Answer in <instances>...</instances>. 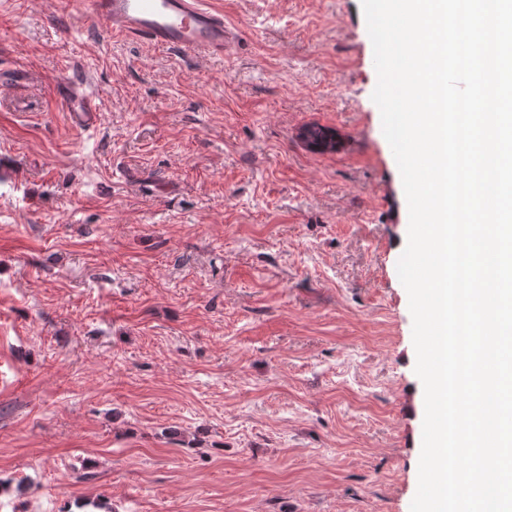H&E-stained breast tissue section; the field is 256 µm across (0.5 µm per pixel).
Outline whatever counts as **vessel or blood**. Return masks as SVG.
Listing matches in <instances>:
<instances>
[{"mask_svg":"<svg viewBox=\"0 0 512 512\" xmlns=\"http://www.w3.org/2000/svg\"><path fill=\"white\" fill-rule=\"evenodd\" d=\"M72 6L102 22L113 36L190 57L223 55L235 38L223 11L209 0H72ZM55 95L78 128L96 127L99 107L92 97L67 85L57 87Z\"/></svg>","mask_w":512,"mask_h":512,"instance_id":"b4317fda","label":"vessel or blood"}]
</instances>
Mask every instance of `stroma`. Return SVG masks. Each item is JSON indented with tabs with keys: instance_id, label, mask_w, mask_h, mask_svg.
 I'll return each mask as SVG.
<instances>
[{
	"instance_id": "obj_1",
	"label": "stroma",
	"mask_w": 512,
	"mask_h": 512,
	"mask_svg": "<svg viewBox=\"0 0 512 512\" xmlns=\"http://www.w3.org/2000/svg\"><path fill=\"white\" fill-rule=\"evenodd\" d=\"M214 3L237 44L186 58L0 0V512H410L408 208L361 0ZM55 95L78 128L90 130L97 126L100 110L92 97L67 85L58 86Z\"/></svg>"
}]
</instances>
